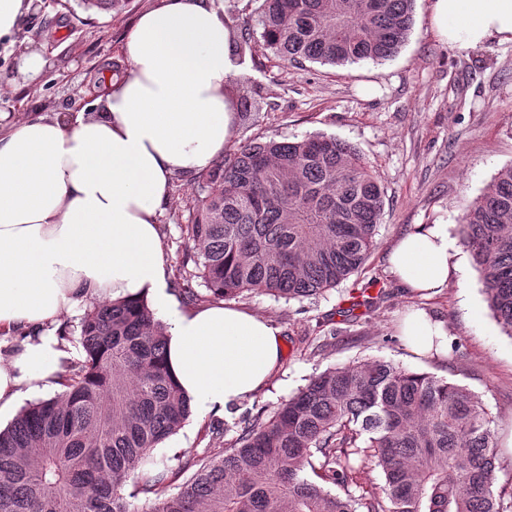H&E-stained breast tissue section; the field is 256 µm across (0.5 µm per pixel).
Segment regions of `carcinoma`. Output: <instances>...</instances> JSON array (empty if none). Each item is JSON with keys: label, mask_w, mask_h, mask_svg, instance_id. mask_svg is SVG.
I'll return each mask as SVG.
<instances>
[{"label": "carcinoma", "mask_w": 512, "mask_h": 512, "mask_svg": "<svg viewBox=\"0 0 512 512\" xmlns=\"http://www.w3.org/2000/svg\"><path fill=\"white\" fill-rule=\"evenodd\" d=\"M414 2L260 0L258 23L283 62L382 61L407 40ZM200 178L186 280L215 301L317 297L374 246L384 190L334 137L249 140ZM460 235L512 338V164L468 206ZM79 329L83 357L62 364L63 392L0 430V512H512V490L496 488L482 401L382 360L330 367L272 409L224 425L233 447L206 449L171 493L179 472L152 451L191 407L168 373L164 324L144 300H101ZM369 463L384 476L377 490L360 482Z\"/></svg>", "instance_id": "carcinoma-1"}]
</instances>
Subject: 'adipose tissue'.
Returning a JSON list of instances; mask_svg holds the SVG:
<instances>
[{
  "instance_id": "obj_1",
  "label": "adipose tissue",
  "mask_w": 512,
  "mask_h": 512,
  "mask_svg": "<svg viewBox=\"0 0 512 512\" xmlns=\"http://www.w3.org/2000/svg\"><path fill=\"white\" fill-rule=\"evenodd\" d=\"M429 20L452 46L512 44V0H430ZM230 30L214 0H160L127 34L125 75L106 83L94 115L0 125V332H26L0 361V415L55 386L66 351L51 325L89 297L152 306L197 413L224 416L273 375L281 338L267 319L223 301L180 308L157 224L173 178L210 167L233 137L230 79L244 68ZM389 263L424 294L460 270L444 224L412 227ZM403 334L416 355L448 352L424 311L405 318Z\"/></svg>"
}]
</instances>
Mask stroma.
Listing matches in <instances>:
<instances>
[{
    "mask_svg": "<svg viewBox=\"0 0 512 512\" xmlns=\"http://www.w3.org/2000/svg\"><path fill=\"white\" fill-rule=\"evenodd\" d=\"M157 2L129 0L125 9L105 13L85 9L78 0H41L22 18L15 39L42 49L49 65L36 84H28L18 57L0 46V85L9 88L0 110L24 116L91 111L97 81L123 58L126 33L138 14ZM214 2L233 18L236 30H249L256 59L232 85L235 95L255 99L253 111L238 119L233 144L254 137L333 136L366 158L385 192L373 251L336 288L300 301L257 292L237 297L238 306L279 327L283 339L280 368L239 411L272 408L334 365L381 359L428 372L466 386L488 408L499 462L496 484L511 488L512 337L489 310L471 255L461 252L460 278L435 296L404 288L389 268L388 255L417 224L447 225L452 243H459L466 206L512 164V44L451 47L431 29L429 0H415L409 38L391 59L286 66L265 49L248 0ZM201 197L197 176L176 177L158 217L169 289L185 309L211 302L197 280L191 283L196 297L188 299L181 277L184 227ZM360 292L375 297V304L350 310L351 295ZM418 309L442 323L454 352L439 358L411 352L401 329ZM233 419L230 413L221 418L192 414L153 454L175 468L204 449L228 447L229 437L215 438L213 431Z\"/></svg>",
    "mask_w": 512,
    "mask_h": 512,
    "instance_id": "35a3bbf8",
    "label": "stroma"
}]
</instances>
